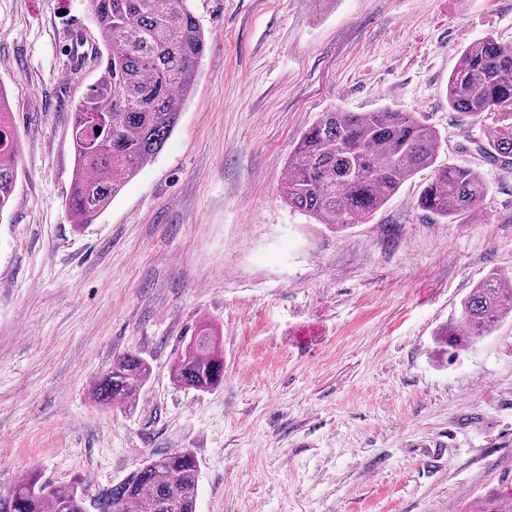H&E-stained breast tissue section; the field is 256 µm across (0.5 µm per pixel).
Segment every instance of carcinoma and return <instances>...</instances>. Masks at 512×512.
Segmentation results:
<instances>
[{
  "label": "carcinoma",
  "mask_w": 512,
  "mask_h": 512,
  "mask_svg": "<svg viewBox=\"0 0 512 512\" xmlns=\"http://www.w3.org/2000/svg\"><path fill=\"white\" fill-rule=\"evenodd\" d=\"M105 38L96 52L100 73L75 104V158L66 200L71 224L93 223L138 171L163 148L193 89L207 39L189 0H88ZM448 105L488 126L483 152L512 160V45L485 36L468 47L448 77ZM441 136L412 112L331 111L309 128L288 157L282 197L289 209L336 228L367 220L401 185L435 167ZM18 150L6 92L0 88V216L17 180ZM488 188L471 169L435 167L418 207L465 223ZM512 313V288L496 273L479 280L461 301L460 325L448 326L450 357L489 335ZM150 374L135 352L118 356L95 384L104 404L138 394ZM173 380L205 391L224 382L218 329L203 324L171 365ZM199 461L190 449L152 455L132 477L86 498L79 483L50 484L31 475L0 490V512H196ZM481 512H512V483L482 501Z\"/></svg>",
  "instance_id": "cac0c4a2"
}]
</instances>
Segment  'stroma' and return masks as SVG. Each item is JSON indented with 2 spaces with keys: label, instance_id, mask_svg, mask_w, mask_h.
<instances>
[{
  "label": "stroma",
  "instance_id": "35a3bbf8",
  "mask_svg": "<svg viewBox=\"0 0 512 512\" xmlns=\"http://www.w3.org/2000/svg\"><path fill=\"white\" fill-rule=\"evenodd\" d=\"M208 40L163 149L83 229L65 201L74 105L103 41L87 0H0L19 156L0 216V489L37 470L87 496L192 449L197 512H472L512 482V317L449 358L438 335L512 274V165L448 106L463 51L512 43V0H190ZM389 108L488 194L467 223L416 205L424 169L343 229L288 208V155L332 110ZM224 383L172 380L202 323ZM150 375L91 396L125 352Z\"/></svg>",
  "mask_w": 512,
  "mask_h": 512
}]
</instances>
